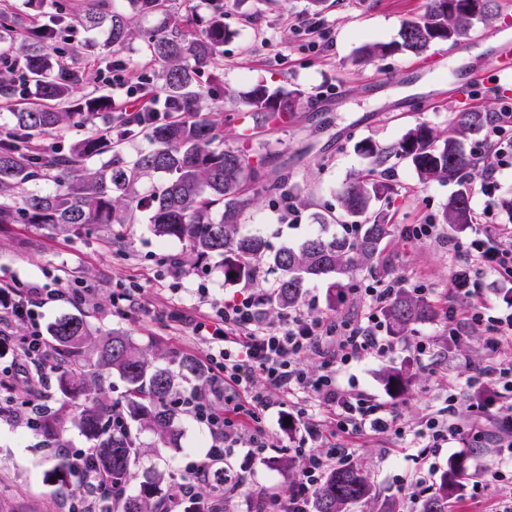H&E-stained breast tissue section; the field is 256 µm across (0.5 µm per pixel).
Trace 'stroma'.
<instances>
[{"mask_svg": "<svg viewBox=\"0 0 512 512\" xmlns=\"http://www.w3.org/2000/svg\"><path fill=\"white\" fill-rule=\"evenodd\" d=\"M425 0H327L318 18L332 31V46L311 47V38L293 24L295 16H310L309 0H224V58L220 66L207 69L197 78L205 91L206 117L221 123L224 144L264 155L266 179H287L295 185L297 223L279 218L280 201L259 196L244 214L241 232L262 234L270 251L298 247L315 234L342 235L348 223L339 199L342 185L358 176L367 166L358 151L360 142L371 140L385 146L398 142L416 124L433 127L441 136H451L458 112L479 109L499 112L502 97L494 82H487L467 99L446 95L448 84L461 80L468 70L480 65L485 55L506 36L501 26L512 0H495L492 15L471 31V44L459 48L457 42H440L422 55L396 52L358 60L360 47L388 43L396 39L403 22L418 18ZM141 40H133L122 51L88 58L83 66L91 81L87 88L111 94L106 81L110 62L121 61L132 68L144 86L156 85V76L141 54ZM381 81L366 89L368 77ZM287 86L302 90V105L287 123L263 130L259 141L249 140L250 125L245 122L248 107L234 102L233 96L252 85ZM438 94L436 105L419 109L418 101ZM393 191L380 201L391 224H439L441 236L412 246L404 245L398 234H391L381 245L373 265L356 266L348 287L333 286L331 280L305 282L302 302L313 301L318 311L336 314L354 324L363 323L368 309L359 292L371 279L389 276L405 279L407 288L423 281L431 289L427 302L437 315L419 323L414 333L394 337L397 353L389 359L368 357L341 374L340 382L354 393L370 396L395 414L407 429L419 428L428 408L445 406L449 382L465 384L474 365L487 360L485 338L472 331L459 345L448 342V307L458 311L476 305L473 297H449L448 286L458 258L444 236L448 225L442 212L458 189L452 180L421 182L405 161H396L391 177ZM333 213L335 219L320 225L318 215ZM150 213L141 209L133 224H100L81 230L41 224H0V277L7 281L44 280L59 272L63 286L73 281L97 288L95 299L82 306L68 300L52 303L46 310V323L66 314L85 313L94 332L120 331L153 355L159 366L171 357L188 353L204 357L206 344L179 324L180 315L196 316L202 309L196 288L207 284L216 299H228L243 291L242 283L226 280L223 259L212 256L203 262H187L183 241L156 236L150 226ZM181 260L180 274L174 280L160 274L161 258ZM140 281L151 308L125 318L113 316L112 288L120 282ZM426 339L433 348L427 357L414 351L416 342ZM395 367L408 372L410 381L402 392L388 389L383 373ZM179 445L156 448L153 434L138 432L142 454L132 467L131 490H138L146 471L162 477L176 475L178 467L203 456L207 446L204 430L187 413H179ZM270 448L265 461L239 452L231 460L234 470H247L249 481L231 512H252L254 501L270 491L286 490L301 469L300 461L288 452L295 431L277 415H270ZM486 440L475 448H444L436 456L437 472H444L451 460L466 463L461 490L448 507L450 512H502L504 494L471 499L472 485L480 478L482 466L496 462L491 440L497 432L492 416L481 419ZM58 449L50 447L42 434L0 420V512H69V498L60 491L61 474L56 466ZM418 451L402 446L393 437L370 435L352 450L351 466L360 469L372 486L365 503L350 512H421L420 503L407 499L404 489L417 469Z\"/></svg>", "mask_w": 512, "mask_h": 512, "instance_id": "obj_1", "label": "stroma"}]
</instances>
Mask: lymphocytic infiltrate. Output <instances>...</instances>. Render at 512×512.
Listing matches in <instances>:
<instances>
[{"instance_id":"lymphocytic-infiltrate-1","label":"lymphocytic infiltrate","mask_w":512,"mask_h":512,"mask_svg":"<svg viewBox=\"0 0 512 512\" xmlns=\"http://www.w3.org/2000/svg\"><path fill=\"white\" fill-rule=\"evenodd\" d=\"M486 140L488 148L480 156L477 174L480 193L490 198L498 173L512 170L511 101L492 117ZM450 244L463 258L458 276L451 279V293L472 295L489 274L512 284V225L478 224L470 236L451 239ZM402 288L397 278L367 284L363 293L369 315L356 326L304 304L270 323L251 293L211 303L209 311L193 324L194 335L208 346L201 362L207 380L179 392L173 406L204 427L212 444L203 458L180 468L173 494L162 503L163 512H179L186 499L212 490L218 472L239 449L264 459L269 435L265 418L276 406L298 430L293 452L302 467L285 493L260 498L257 512H310L328 471L348 465V439L369 431L401 442L410 439L423 448L421 466L409 483V497L414 500L427 493L434 471L430 456L448 444L473 445L482 438L480 427L465 428L457 420L461 389L449 387L447 405L427 413L424 428L411 432L380 404L350 393L338 380L341 371L365 357H392L394 346L382 336L378 319ZM60 294L44 282L0 288V350L12 354L10 362L0 366V418L30 430L38 427L40 406L32 398L15 397L14 392L22 385L46 386L61 368L48 350L43 326L46 306ZM471 327L483 331L491 353L473 381L491 387L492 392L471 401L470 408L477 416L494 413L499 431L509 436L499 445L497 462L486 466L473 485L480 495L512 485V311L493 315L484 304L462 317L449 313V341L459 342ZM307 357L319 359L320 373L311 375L302 369ZM219 391L224 394L220 410L212 401L213 393ZM88 457L84 451L69 461L70 476L85 486V495L78 500L79 512H105L104 501L97 497L103 479L90 467Z\"/></svg>"}]
</instances>
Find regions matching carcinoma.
Here are the masks:
<instances>
[{"instance_id":"cac0c4a2","label":"carcinoma","mask_w":512,"mask_h":512,"mask_svg":"<svg viewBox=\"0 0 512 512\" xmlns=\"http://www.w3.org/2000/svg\"><path fill=\"white\" fill-rule=\"evenodd\" d=\"M101 0L88 5L78 22L89 30L102 29L101 47L117 52L134 37L133 14L158 16L159 24L142 34L144 57L157 71L158 84L142 89L149 97L165 95L174 114L151 124L153 148L127 161L120 147L131 134L123 115L126 107L109 95H78L86 81L83 68L72 64L52 76L55 26L45 24L19 29L18 17L9 7L0 8V51H13L21 72L0 73V109L11 113L13 126L0 137V224H49L83 229L93 224H133L142 200L135 199V186L145 174L157 173L163 182L147 199L150 221L159 236L175 237L186 243L189 259L213 255L224 259V278L235 282L255 279L256 262L263 259L278 274L274 291L263 303L286 309L296 305L304 282L329 278L341 282L359 263L377 256L382 240L392 230L385 215L374 210L387 197L392 185L387 178L392 160L408 162L423 182L455 179L460 188L448 200L443 223L463 230L472 223L470 190L467 183L473 163L463 150L462 139L481 133L491 120L486 112L458 114L455 135L444 140L428 125L410 128L397 143L382 147L372 141L360 145L368 161L364 175L344 184L339 198L351 217L363 218L352 236L305 240L299 247L267 252L258 234H242L239 225L251 199L246 190L257 187L270 197L288 194L284 180L270 182L260 168L237 148H218L224 141L215 122L199 117L204 92L197 73L218 64L224 47V2L214 0L209 18L196 30L197 20L180 12L179 0ZM463 0H426L424 13L403 23L398 39L391 43L363 46L358 58L396 51L414 55L432 44L450 40L449 34L471 30L477 19L489 17L493 0H484L479 15L458 7ZM239 102L253 112V128L273 116L297 111L302 92L286 87L256 84L237 94ZM80 126L86 136L66 153L46 150L42 141L59 137ZM96 158V168L86 161ZM54 184L50 191H31L39 181ZM390 331L406 334L418 322L435 316L423 299L407 291L385 310ZM49 346L66 367L57 376L64 402L42 421L41 432L50 440L62 437L68 425L79 429L93 442L92 468L111 483L104 493L111 499L110 512H157L156 506L169 493L160 479L147 475L139 493L128 491L131 464L140 454L129 430L115 431L107 420L112 402L102 380L117 375L128 384L122 403L126 418L152 433L159 444L177 447L175 411L168 397L175 388V374L153 364L132 337L113 331L96 335L86 315L65 316L49 329ZM178 375L185 380L204 381L197 361L177 357ZM466 474L463 460L448 464L432 493L422 503V512H448V497ZM371 487L361 471L353 467L328 472L315 494L314 512H344L369 497Z\"/></svg>"}]
</instances>
